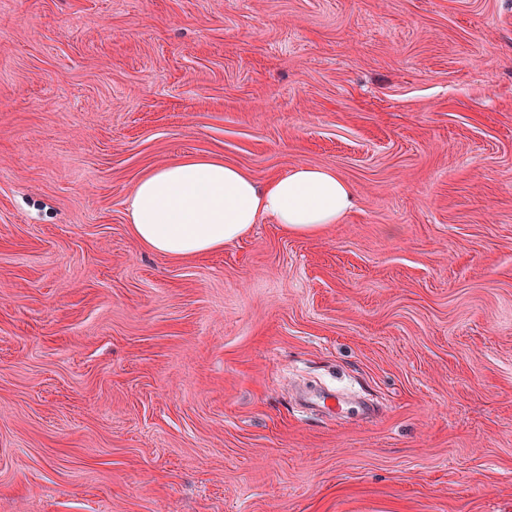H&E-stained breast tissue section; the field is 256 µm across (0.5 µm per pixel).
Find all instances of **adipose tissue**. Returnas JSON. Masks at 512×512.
Wrapping results in <instances>:
<instances>
[{
  "label": "adipose tissue",
  "instance_id": "ef3b65f1",
  "mask_svg": "<svg viewBox=\"0 0 512 512\" xmlns=\"http://www.w3.org/2000/svg\"><path fill=\"white\" fill-rule=\"evenodd\" d=\"M353 187L336 172L299 166L257 183L213 156H188L142 176L128 201L138 240L169 257L223 249L261 216L285 232L314 235L351 208Z\"/></svg>",
  "mask_w": 512,
  "mask_h": 512
}]
</instances>
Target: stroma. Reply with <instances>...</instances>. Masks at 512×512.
<instances>
[{"instance_id":"35a3bbf8","label":"stroma","mask_w":512,"mask_h":512,"mask_svg":"<svg viewBox=\"0 0 512 512\" xmlns=\"http://www.w3.org/2000/svg\"><path fill=\"white\" fill-rule=\"evenodd\" d=\"M193 155L355 206L150 251ZM0 512H512V0H0Z\"/></svg>"}]
</instances>
